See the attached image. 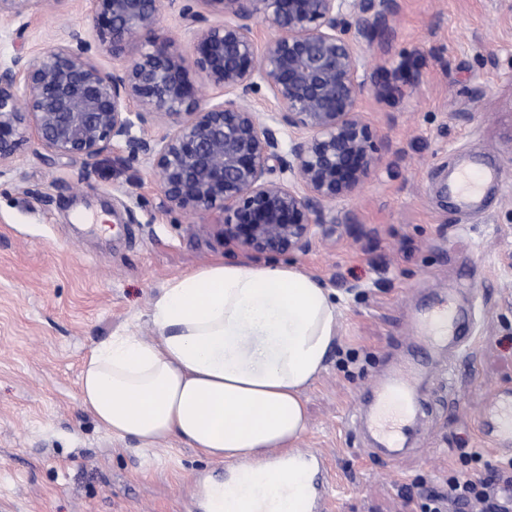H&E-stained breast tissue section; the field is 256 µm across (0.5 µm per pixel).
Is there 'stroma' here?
<instances>
[{
	"label": "stroma",
	"instance_id": "35a3bbf8",
	"mask_svg": "<svg viewBox=\"0 0 512 512\" xmlns=\"http://www.w3.org/2000/svg\"><path fill=\"white\" fill-rule=\"evenodd\" d=\"M91 23L90 0L2 20L0 56ZM363 52L380 88L359 103L379 163L355 197L324 204L311 249L289 259L340 304L294 448L323 458L331 512H407L405 495L439 486L460 450L481 452L476 472L496 462L479 423L512 388V0H399ZM470 152L495 160L503 184L467 218L443 184ZM124 155L117 142L49 158L32 135L0 173V512H204L197 487L227 476L174 440L146 467L137 441L113 439L80 403L90 351L113 335L153 340L148 312L170 281L247 259L223 225L165 207L149 167ZM448 298L474 305L477 339L449 356L448 385L421 379L414 450L370 456L350 416L371 412L369 390L411 360L413 327Z\"/></svg>",
	"mask_w": 512,
	"mask_h": 512
}]
</instances>
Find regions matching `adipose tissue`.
<instances>
[{"mask_svg": "<svg viewBox=\"0 0 512 512\" xmlns=\"http://www.w3.org/2000/svg\"><path fill=\"white\" fill-rule=\"evenodd\" d=\"M331 292L293 266L213 262L173 279L149 311L157 337L114 336L86 358L80 400L141 451L173 439L221 461H251L257 486L210 485L206 512H255L258 496L298 512L296 465L264 466L307 426L304 393L336 334Z\"/></svg>", "mask_w": 512, "mask_h": 512, "instance_id": "ef3b65f1", "label": "adipose tissue"}]
</instances>
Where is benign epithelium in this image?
<instances>
[{
  "instance_id": "1",
  "label": "benign epithelium",
  "mask_w": 512,
  "mask_h": 512,
  "mask_svg": "<svg viewBox=\"0 0 512 512\" xmlns=\"http://www.w3.org/2000/svg\"><path fill=\"white\" fill-rule=\"evenodd\" d=\"M64 2L0 0V20L53 15ZM200 2L223 21L183 6L190 58L157 32L164 0H92L99 46L121 57L141 43L124 64L101 68L81 28L41 54L0 59V168L30 132L49 157L92 159L122 141L168 207L213 215L224 242L252 257L304 254L324 224L321 205L357 195L378 163L358 107L371 83L359 39L388 30L398 0ZM259 22L275 32L261 49ZM264 87L276 108L261 115L253 97Z\"/></svg>"
}]
</instances>
